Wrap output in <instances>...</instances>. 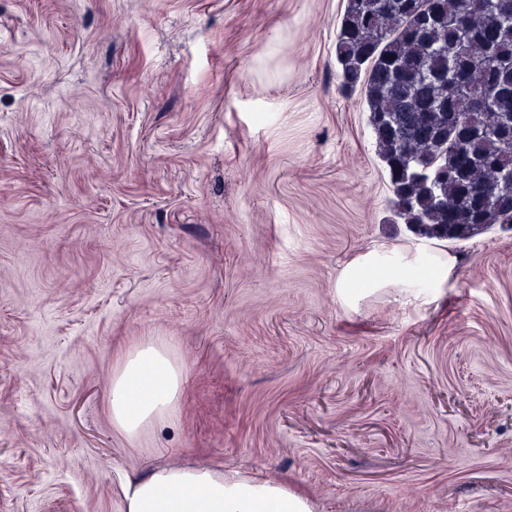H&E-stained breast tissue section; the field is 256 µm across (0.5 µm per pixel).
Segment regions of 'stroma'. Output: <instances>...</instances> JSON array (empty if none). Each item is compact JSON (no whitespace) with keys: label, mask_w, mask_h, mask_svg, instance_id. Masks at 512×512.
Here are the masks:
<instances>
[{"label":"stroma","mask_w":512,"mask_h":512,"mask_svg":"<svg viewBox=\"0 0 512 512\" xmlns=\"http://www.w3.org/2000/svg\"><path fill=\"white\" fill-rule=\"evenodd\" d=\"M347 0H0V512L182 463L315 512H512V225L397 215ZM451 261L432 287L400 268ZM183 373L129 438L127 351Z\"/></svg>","instance_id":"obj_1"}]
</instances>
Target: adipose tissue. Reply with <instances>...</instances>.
I'll return each mask as SVG.
<instances>
[{"instance_id":"ef3b65f1","label":"adipose tissue","mask_w":512,"mask_h":512,"mask_svg":"<svg viewBox=\"0 0 512 512\" xmlns=\"http://www.w3.org/2000/svg\"><path fill=\"white\" fill-rule=\"evenodd\" d=\"M183 385L180 367L167 350L146 342L124 358L112 377V421L128 437L168 414ZM125 512H313V505L286 484L235 472L169 466L127 479L121 486Z\"/></svg>"}]
</instances>
